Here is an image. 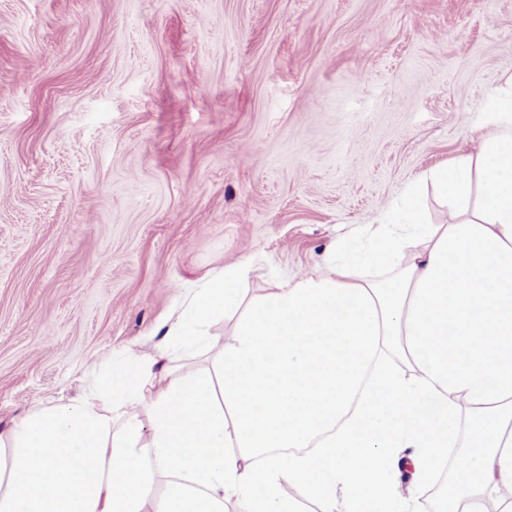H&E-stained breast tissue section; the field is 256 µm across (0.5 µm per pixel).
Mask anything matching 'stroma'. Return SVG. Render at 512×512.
Masks as SVG:
<instances>
[{"instance_id":"stroma-1","label":"stroma","mask_w":512,"mask_h":512,"mask_svg":"<svg viewBox=\"0 0 512 512\" xmlns=\"http://www.w3.org/2000/svg\"><path fill=\"white\" fill-rule=\"evenodd\" d=\"M511 93L512 0H0V421L366 239Z\"/></svg>"}]
</instances>
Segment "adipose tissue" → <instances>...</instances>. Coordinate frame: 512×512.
<instances>
[{
    "instance_id": "1",
    "label": "adipose tissue",
    "mask_w": 512,
    "mask_h": 512,
    "mask_svg": "<svg viewBox=\"0 0 512 512\" xmlns=\"http://www.w3.org/2000/svg\"><path fill=\"white\" fill-rule=\"evenodd\" d=\"M425 180L455 222L378 225L358 260L251 297L203 278L148 350L0 428V512H418L458 449L447 512H512V99ZM235 317L223 342L209 323ZM203 350L185 371L176 353Z\"/></svg>"
}]
</instances>
